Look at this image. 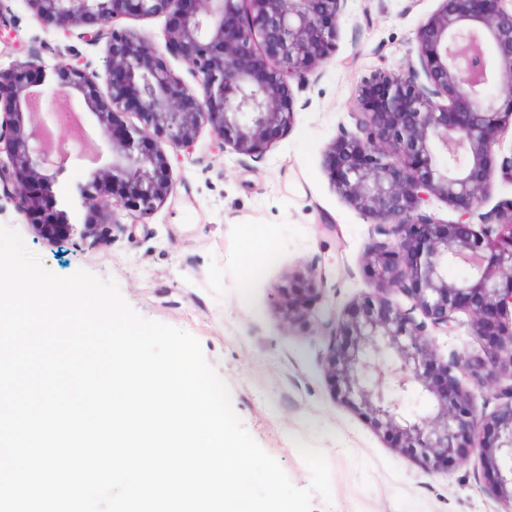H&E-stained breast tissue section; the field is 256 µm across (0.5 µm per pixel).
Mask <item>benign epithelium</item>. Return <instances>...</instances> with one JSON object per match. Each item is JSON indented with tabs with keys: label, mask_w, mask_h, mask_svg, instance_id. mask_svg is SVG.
<instances>
[{
	"label": "benign epithelium",
	"mask_w": 512,
	"mask_h": 512,
	"mask_svg": "<svg viewBox=\"0 0 512 512\" xmlns=\"http://www.w3.org/2000/svg\"><path fill=\"white\" fill-rule=\"evenodd\" d=\"M44 27L106 43L104 72L80 63L48 69L36 60L0 69V185L33 231L47 239L76 230L48 211V183L72 152L46 149L50 113L33 97L83 99L112 149V162L79 187L88 217L79 230L105 239L124 210L147 215L173 190L165 147L190 151L208 126L239 155L263 158L295 121L294 91L336 54L337 24L348 0H25ZM167 18L164 51L183 61L187 85L144 37L110 25L123 16ZM12 10L0 0V33L15 37ZM417 59L381 70L355 96L356 132L341 129L328 153L337 191L386 236L367 252L373 292L331 331L324 374L333 396L430 471L478 454L485 489L512 510V199L480 213L489 178L512 183V150H496L512 128V9L505 0H441L419 27ZM296 86H291V83ZM107 95H102L100 84ZM496 91L489 98L490 90ZM133 112L141 126L116 125ZM443 200L454 222L429 211ZM480 228H474V220ZM467 275L448 279V267ZM325 273L310 269L281 289L290 321L311 319ZM397 290L424 320L392 304ZM466 313L484 356L440 363L430 331L452 330ZM489 378L501 400L476 410L456 375ZM412 390L435 412L408 417Z\"/></svg>",
	"instance_id": "benign-epithelium-1"
}]
</instances>
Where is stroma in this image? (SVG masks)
<instances>
[{
  "mask_svg": "<svg viewBox=\"0 0 512 512\" xmlns=\"http://www.w3.org/2000/svg\"><path fill=\"white\" fill-rule=\"evenodd\" d=\"M18 37L0 39V67L38 56L46 66L83 62L99 71L105 44L41 26L24 0H9ZM439 0H350L336 54L298 93L296 120L258 161L222 148L202 129L191 151H174L173 191L137 224L113 226L108 241L34 234L13 198L0 191V225L15 229L54 274L83 269L114 279L142 317L199 340L226 381L232 405L257 443L298 487L311 475L296 447L318 446L331 468V497L312 512H505L484 488L478 455L437 472L393 448L368 419L333 397L323 373V325L372 288L366 253L379 234L335 190L325 154L340 128H353L357 90L380 69L416 57L419 26ZM89 160L72 161L49 187L53 207L83 223L78 188ZM264 244L261 253L255 244ZM328 287L315 320L288 322L276 297L310 266ZM246 289H238L240 281ZM440 361L481 354L469 325L431 335Z\"/></svg>",
  "mask_w": 512,
  "mask_h": 512,
  "instance_id": "stroma-1",
  "label": "stroma"
}]
</instances>
